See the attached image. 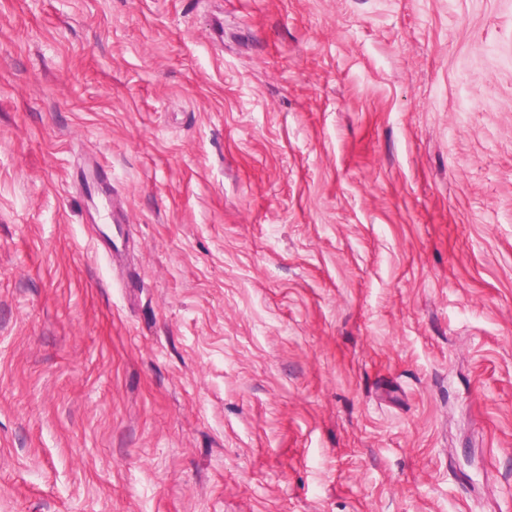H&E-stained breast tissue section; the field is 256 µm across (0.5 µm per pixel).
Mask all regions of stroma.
Here are the masks:
<instances>
[{
	"label": "stroma",
	"instance_id": "35a3bbf8",
	"mask_svg": "<svg viewBox=\"0 0 512 512\" xmlns=\"http://www.w3.org/2000/svg\"><path fill=\"white\" fill-rule=\"evenodd\" d=\"M0 512H512V0H0Z\"/></svg>",
	"mask_w": 512,
	"mask_h": 512
}]
</instances>
